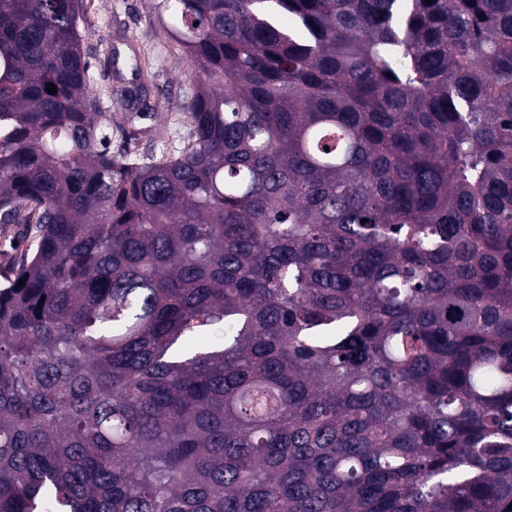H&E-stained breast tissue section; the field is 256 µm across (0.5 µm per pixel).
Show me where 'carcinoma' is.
<instances>
[{
  "label": "carcinoma",
  "mask_w": 512,
  "mask_h": 512,
  "mask_svg": "<svg viewBox=\"0 0 512 512\" xmlns=\"http://www.w3.org/2000/svg\"><path fill=\"white\" fill-rule=\"evenodd\" d=\"M156 13L145 161L83 0H0V512H512V0ZM86 18L83 30L84 48L91 63V76L97 92L98 112L112 120V155H118L129 146L125 134L133 127L128 125L125 112L112 108L108 91L121 82L112 65V53L116 46L122 53L119 69L123 83L128 85L136 80V62L124 59L128 53L122 36L133 37V46L139 54L138 65L144 60L152 62L163 71L164 76L150 85L146 92V102L154 109L150 120H140L136 124L145 127L136 147L141 156L159 155V147H164L168 155H176L188 129V119L181 109L183 94L193 87L190 81V63L186 56L172 46L168 35L154 15L153 5L157 0H83ZM109 112H112L109 113ZM138 126V127H139Z\"/></svg>",
  "instance_id": "carcinoma-1"
}]
</instances>
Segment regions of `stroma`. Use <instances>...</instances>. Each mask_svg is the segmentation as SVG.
<instances>
[{
    "label": "stroma",
    "mask_w": 512,
    "mask_h": 512,
    "mask_svg": "<svg viewBox=\"0 0 512 512\" xmlns=\"http://www.w3.org/2000/svg\"><path fill=\"white\" fill-rule=\"evenodd\" d=\"M154 3L155 0H84V48L91 63L98 109L111 115V151L115 154L123 152L127 146L123 129L128 119L125 113L111 111L108 92L119 83L135 82L137 61L152 62L162 70L163 76L147 89L146 102L154 114L144 123L145 131L137 140L136 152L151 156L163 149L176 154L188 129V119L181 105L184 92L192 86L190 63L172 46L154 15ZM127 35L133 37L139 58L113 63V50L122 45Z\"/></svg>",
    "instance_id": "1"
}]
</instances>
